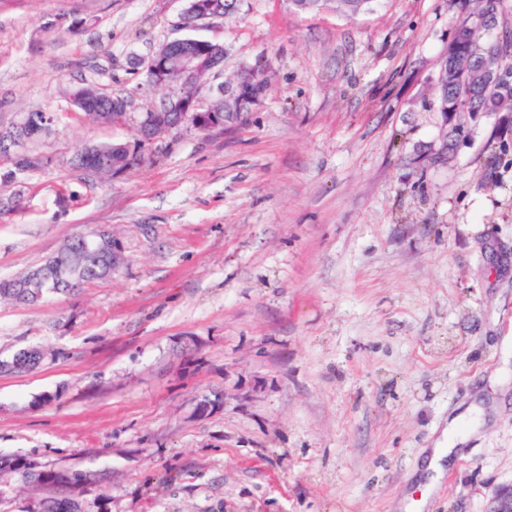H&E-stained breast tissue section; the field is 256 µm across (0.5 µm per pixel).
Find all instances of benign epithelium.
I'll return each instance as SVG.
<instances>
[{"label": "benign epithelium", "instance_id": "benign-epithelium-1", "mask_svg": "<svg viewBox=\"0 0 512 512\" xmlns=\"http://www.w3.org/2000/svg\"><path fill=\"white\" fill-rule=\"evenodd\" d=\"M186 6L179 25L198 26L202 21L219 18L215 0H185ZM150 86L167 90L161 104L145 113L136 121V138L123 143H88L83 151L90 157L112 158L129 156L152 144L156 138V128L166 127L167 132L182 130L209 132L224 128L226 114L216 113L213 104L203 105L198 96L188 97L180 85L170 81L169 73L178 66L186 77L204 86L218 77L224 70V44L209 39L179 38L160 45L146 60ZM466 77L477 88H490L496 85L499 72L485 60H472L466 57L454 58L450 66H442L439 87H446L457 77ZM70 104L88 110L85 120L99 122L100 113H112V121L123 120L127 112L123 103L103 90L92 97H77L76 93H66ZM22 127L13 123L10 128L0 131V147L25 159V164L16 166L9 181H16L18 175L34 171L53 162V157L43 153L33 154L28 148V138L21 134ZM82 259L85 263L97 262L103 247L109 241L105 230H92L84 234ZM485 512H512V484L497 488L490 497Z\"/></svg>", "mask_w": 512, "mask_h": 512}]
</instances>
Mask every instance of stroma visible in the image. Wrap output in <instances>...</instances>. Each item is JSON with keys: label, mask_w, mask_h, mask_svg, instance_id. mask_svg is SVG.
<instances>
[{"label": "stroma", "mask_w": 512, "mask_h": 512, "mask_svg": "<svg viewBox=\"0 0 512 512\" xmlns=\"http://www.w3.org/2000/svg\"><path fill=\"white\" fill-rule=\"evenodd\" d=\"M184 7L0 0V126L53 112L58 157L0 183V279L93 228L121 253L111 278L0 303V359L48 353L0 372V512H485L512 484V112L448 133L461 0H241L195 31L224 43L199 93L238 101L223 129L162 136L115 177L70 166L134 140L163 93L133 63ZM84 84L129 119L86 122L64 96ZM447 432L460 451L421 494ZM33 351L28 352V349H20L16 351L8 360H0V372H20L24 368L37 369L45 360L47 353L38 348H31ZM15 363L22 365L15 366Z\"/></svg>", "instance_id": "obj_1"}]
</instances>
